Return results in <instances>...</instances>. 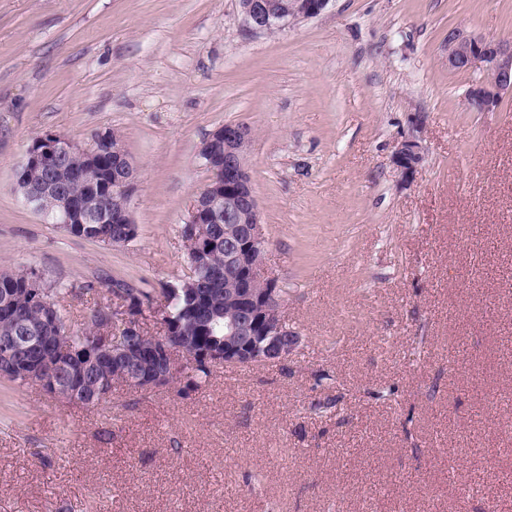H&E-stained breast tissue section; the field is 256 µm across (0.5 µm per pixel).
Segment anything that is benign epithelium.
I'll return each mask as SVG.
<instances>
[{
	"instance_id": "7a95c632",
	"label": "benign epithelium",
	"mask_w": 512,
	"mask_h": 512,
	"mask_svg": "<svg viewBox=\"0 0 512 512\" xmlns=\"http://www.w3.org/2000/svg\"><path fill=\"white\" fill-rule=\"evenodd\" d=\"M331 0H293L288 10H282L280 0H237L239 13L247 31L268 33L274 27L281 30L321 15ZM478 68L484 79L466 91L465 102L472 112H494L502 96L512 92V39H494L482 35L453 31L448 35V69L469 71ZM252 142L251 129L229 123L214 131L202 144L199 157L204 166L218 175L220 195L210 189L198 194L182 228L185 247L193 250L192 261L198 262L208 249L224 243V266L231 270L228 302L235 305L238 316L226 324L224 342L213 343L187 351L174 344L178 327L169 313L162 316L165 336L154 337L149 344L126 345L117 348L112 337L101 334L92 344L75 347L65 343L57 349L50 336H3L0 357L24 376V382L72 403H100L112 395V383L121 382L140 390L157 389L174 378L176 356L186 354L191 363L234 364L247 367L288 360L301 343L299 334L286 326L281 316L283 296L277 280L265 276L266 239L261 227V211L246 166V156ZM88 147L55 133L36 138L27 148L20 169L38 167L46 178L31 186L22 176L16 177L15 192L28 207L37 205L47 191L58 197L61 224H83L81 202L59 185L57 172L64 153L86 152ZM393 162L404 181L413 180L424 162L419 138L405 139L396 151ZM138 169L122 146L112 149V178L109 196L117 198L120 207L103 213L102 223L124 224L127 237L138 236V225L130 215L128 200L138 182ZM224 197L226 213L239 212L240 224L233 225L234 236L220 241L215 238L210 220L217 216L214 200ZM43 278L35 274L27 284L32 303L41 308L43 326L56 324L51 305L43 299ZM40 354V363L30 367L27 354ZM112 361V379H100L89 385L88 375L99 364Z\"/></svg>"
}]
</instances>
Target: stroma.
<instances>
[{
    "mask_svg": "<svg viewBox=\"0 0 512 512\" xmlns=\"http://www.w3.org/2000/svg\"><path fill=\"white\" fill-rule=\"evenodd\" d=\"M454 30L512 39V0H331L270 35L237 0H0V272L68 286L75 330L100 275L180 279L199 149L241 123L264 272L302 338L196 393L180 370L95 407L0 379V512H512V93L467 109L482 72L449 70ZM104 129L139 171L126 246L14 191L33 139ZM393 162L405 182L413 180L424 162L421 144L416 135L409 136L401 143Z\"/></svg>",
    "mask_w": 512,
    "mask_h": 512,
    "instance_id": "obj_1",
    "label": "stroma"
}]
</instances>
